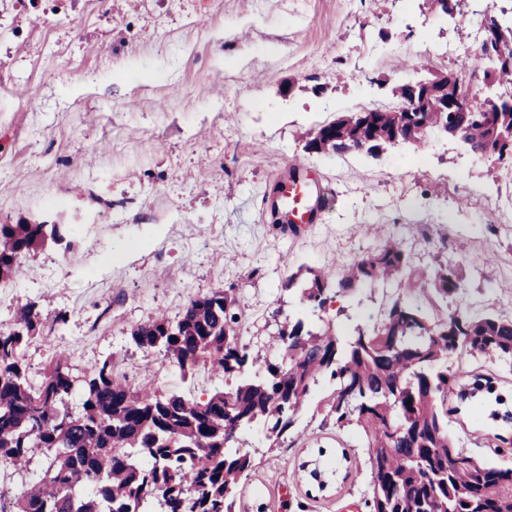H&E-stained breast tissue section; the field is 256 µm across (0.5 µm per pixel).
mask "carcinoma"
I'll use <instances>...</instances> for the list:
<instances>
[{
    "instance_id": "cac0c4a2",
    "label": "carcinoma",
    "mask_w": 512,
    "mask_h": 512,
    "mask_svg": "<svg viewBox=\"0 0 512 512\" xmlns=\"http://www.w3.org/2000/svg\"><path fill=\"white\" fill-rule=\"evenodd\" d=\"M493 31L489 66L480 80L499 90L481 109L443 112L437 100L453 73L433 75L431 104L421 112L402 107L340 117L310 133L317 154L362 151L378 155L391 142L420 144L427 133L458 130L472 152L502 160L512 156V19H485ZM65 239L62 224H0V277L15 273L21 255ZM376 280L397 285L371 325L345 337L321 325V313L340 296ZM300 307L284 316L272 340L275 359L261 360L242 340L245 317L231 290L191 300L171 320L159 315L130 333L181 372L204 368L237 376V384L207 398L136 390L112 358L76 374L57 357L34 385L19 350L39 331L36 305L15 326L0 331V462L26 467L35 448L45 450L39 480L21 492L0 486V512H235L233 488L254 465L244 435L257 425L280 446L319 382L333 381L323 402L324 420L354 427L368 448L372 474L370 512H512V467L481 460L448 432L457 409L448 398L492 394L505 386L493 371L458 387L445 360L483 357L512 364V316L442 305L464 288L458 264L417 268L393 238L332 277L308 268L288 276ZM82 394L78 409L70 397ZM458 459L448 464V456Z\"/></svg>"
}]
</instances>
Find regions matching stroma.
Segmentation results:
<instances>
[{
	"mask_svg": "<svg viewBox=\"0 0 512 512\" xmlns=\"http://www.w3.org/2000/svg\"><path fill=\"white\" fill-rule=\"evenodd\" d=\"M512 0H462L453 16L424 0H0V224H65L67 241L22 256L0 281V328L37 304L44 325L23 343L33 382L66 355L75 371L113 358L135 386L196 397L225 388L186 379L130 331L191 299L235 289L241 336L274 357V310L300 266L349 264L400 239L415 266L454 260L465 279L448 311L512 315V180L502 163L429 135L365 153L308 152L302 132L395 103L393 85L485 67L484 14ZM460 55H436L437 45ZM324 188L320 219L277 227L269 206L285 166ZM494 257L486 266V257ZM395 284L378 281L323 315L337 333L372 323ZM481 398L448 429L466 452L512 466L489 444L504 424ZM311 408L281 449L263 427L245 444L255 466L235 512H362L371 475L352 431ZM315 462L318 490L302 466Z\"/></svg>",
	"mask_w": 512,
	"mask_h": 512,
	"instance_id": "obj_1",
	"label": "stroma"
}]
</instances>
